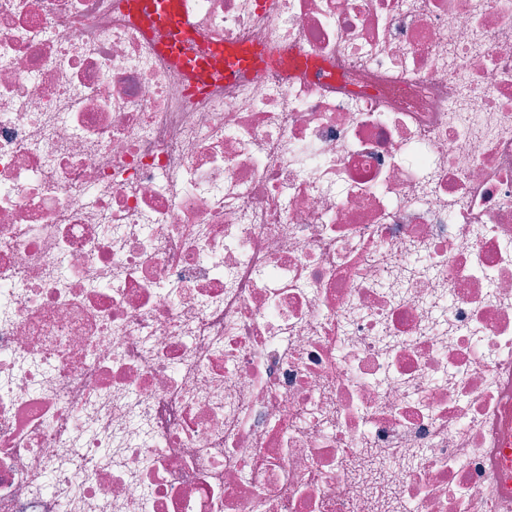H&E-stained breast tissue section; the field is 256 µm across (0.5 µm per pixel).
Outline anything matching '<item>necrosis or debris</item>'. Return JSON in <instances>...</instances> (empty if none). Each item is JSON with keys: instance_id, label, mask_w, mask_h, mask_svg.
I'll return each instance as SVG.
<instances>
[{"instance_id": "obj_1", "label": "necrosis or debris", "mask_w": 512, "mask_h": 512, "mask_svg": "<svg viewBox=\"0 0 512 512\" xmlns=\"http://www.w3.org/2000/svg\"><path fill=\"white\" fill-rule=\"evenodd\" d=\"M193 8L0 0V512H512V0ZM191 0H129L128 8L142 24L157 51L199 90L214 82L234 80L239 73L267 64H278L283 57L264 46L255 49H224L215 42L197 51V23Z\"/></svg>"}]
</instances>
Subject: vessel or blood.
<instances>
[{"label":"vessel or blood","instance_id":"1","mask_svg":"<svg viewBox=\"0 0 512 512\" xmlns=\"http://www.w3.org/2000/svg\"><path fill=\"white\" fill-rule=\"evenodd\" d=\"M128 8L157 51L170 59L191 89L233 80L243 71L281 61L278 54L263 46L228 49L215 42L197 49L198 29L191 0H128Z\"/></svg>","mask_w":512,"mask_h":512}]
</instances>
